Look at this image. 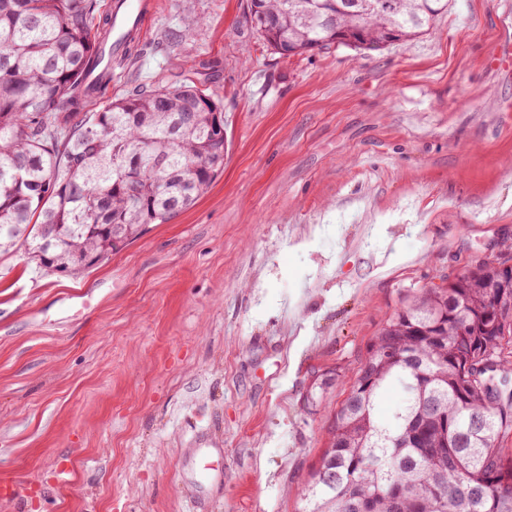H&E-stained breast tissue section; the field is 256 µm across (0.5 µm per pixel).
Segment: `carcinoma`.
<instances>
[{
  "instance_id": "cac0c4a2",
  "label": "carcinoma",
  "mask_w": 512,
  "mask_h": 512,
  "mask_svg": "<svg viewBox=\"0 0 512 512\" xmlns=\"http://www.w3.org/2000/svg\"><path fill=\"white\" fill-rule=\"evenodd\" d=\"M340 0H260L279 20L251 28L264 46L286 40L292 55L331 46L380 51L412 41L448 10V0H391L392 12L365 18L336 9ZM112 8L100 0H0V254L24 251L47 270L78 275L129 244L151 224L191 207L224 169V113L188 78L136 85L106 108L93 101L109 82L92 85L100 37ZM185 112L194 113L189 123ZM497 297L478 273L451 288H422L395 310L373 340L356 378L371 389L336 413L335 444L300 494V512H512L497 488L512 485V448L467 429L512 432V357L464 385L460 364L471 354L457 334L471 325L473 347H493L486 315ZM448 319L438 320L443 312ZM399 406L384 409L390 391ZM435 402L448 416V446L436 436L405 443L427 426Z\"/></svg>"
}]
</instances>
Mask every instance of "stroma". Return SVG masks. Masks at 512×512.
Masks as SVG:
<instances>
[{
  "label": "stroma",
  "mask_w": 512,
  "mask_h": 512,
  "mask_svg": "<svg viewBox=\"0 0 512 512\" xmlns=\"http://www.w3.org/2000/svg\"><path fill=\"white\" fill-rule=\"evenodd\" d=\"M158 2L94 107L212 64L224 169L79 276L0 255V512H295L386 319L512 243V0L288 59L248 0Z\"/></svg>",
  "instance_id": "35a3bbf8"
}]
</instances>
